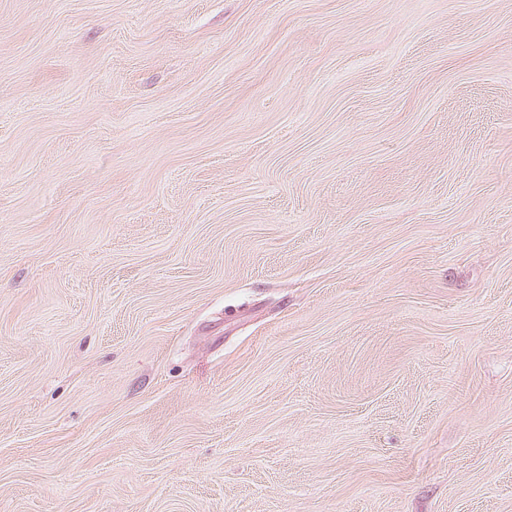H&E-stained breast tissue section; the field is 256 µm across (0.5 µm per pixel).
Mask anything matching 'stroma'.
<instances>
[{
	"mask_svg": "<svg viewBox=\"0 0 512 512\" xmlns=\"http://www.w3.org/2000/svg\"><path fill=\"white\" fill-rule=\"evenodd\" d=\"M0 512H512V0H0Z\"/></svg>",
	"mask_w": 512,
	"mask_h": 512,
	"instance_id": "stroma-1",
	"label": "stroma"
}]
</instances>
